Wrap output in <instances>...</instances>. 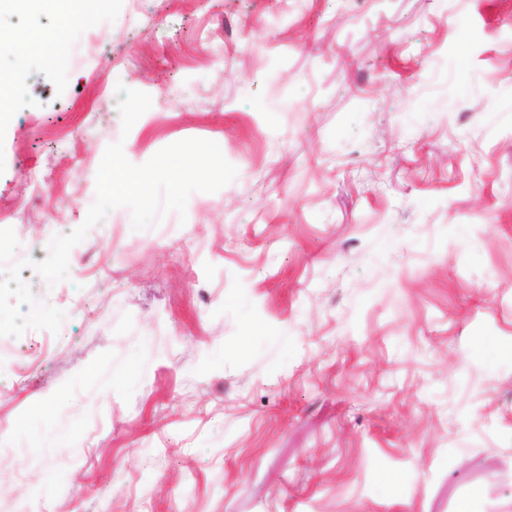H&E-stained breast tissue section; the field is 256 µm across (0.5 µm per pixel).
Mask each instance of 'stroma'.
<instances>
[{"label":"stroma","instance_id":"obj_1","mask_svg":"<svg viewBox=\"0 0 512 512\" xmlns=\"http://www.w3.org/2000/svg\"><path fill=\"white\" fill-rule=\"evenodd\" d=\"M0 130V228L43 260L110 143L236 178L112 210L29 282L0 359V512H512V0H98ZM79 54V64L66 57ZM152 105L121 132L116 87Z\"/></svg>","mask_w":512,"mask_h":512}]
</instances>
